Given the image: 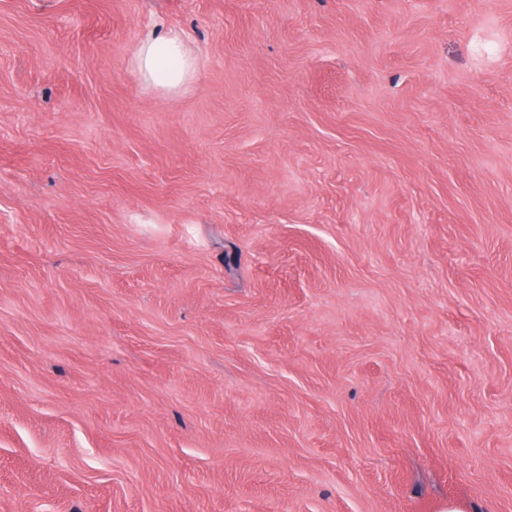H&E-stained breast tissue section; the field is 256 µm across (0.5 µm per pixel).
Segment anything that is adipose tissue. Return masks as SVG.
<instances>
[{
  "label": "adipose tissue",
  "instance_id": "ef3b65f1",
  "mask_svg": "<svg viewBox=\"0 0 512 512\" xmlns=\"http://www.w3.org/2000/svg\"><path fill=\"white\" fill-rule=\"evenodd\" d=\"M132 64L147 87L169 93L190 85L197 71L196 59L187 52L181 34L173 30L142 39Z\"/></svg>",
  "mask_w": 512,
  "mask_h": 512
}]
</instances>
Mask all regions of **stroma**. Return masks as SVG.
<instances>
[{
  "label": "stroma",
  "instance_id": "stroma-1",
  "mask_svg": "<svg viewBox=\"0 0 512 512\" xmlns=\"http://www.w3.org/2000/svg\"><path fill=\"white\" fill-rule=\"evenodd\" d=\"M456 500L512 512V0H0V512ZM132 64L148 88L177 93L191 84L197 61L177 31L150 34L142 39L133 54Z\"/></svg>",
  "mask_w": 512,
  "mask_h": 512
}]
</instances>
